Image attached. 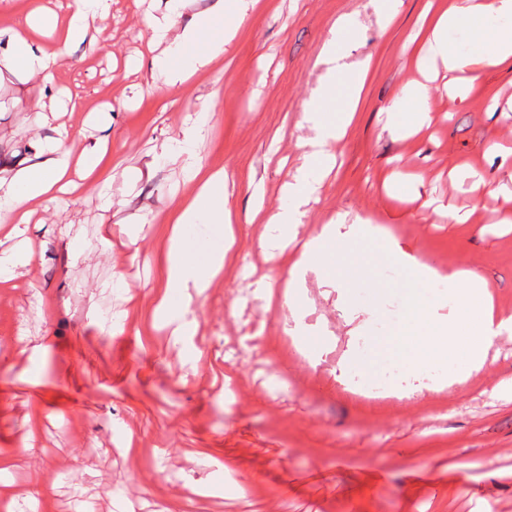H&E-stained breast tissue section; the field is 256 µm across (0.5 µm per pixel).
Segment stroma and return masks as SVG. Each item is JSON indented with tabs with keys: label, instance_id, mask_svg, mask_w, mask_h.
<instances>
[{
	"label": "stroma",
	"instance_id": "1",
	"mask_svg": "<svg viewBox=\"0 0 512 512\" xmlns=\"http://www.w3.org/2000/svg\"><path fill=\"white\" fill-rule=\"evenodd\" d=\"M167 2L112 0L52 81L0 73V165L32 163L62 126L74 150L110 143L93 181L37 206L26 234L35 261L0 283V457L14 495L37 469L49 490L37 512H116L120 500L133 512H512V340L440 392L441 372L394 370L375 345L404 320L412 286L390 239L423 262L477 272L495 312L512 314V196L452 172L464 161L487 180L512 172V67L456 94L442 64L425 61L433 120L412 137L411 104L392 130L387 108L418 76L423 10L445 0H397L389 24L376 0H259L224 56L183 85L152 76L162 48L147 20ZM343 15L354 21L346 70L367 58L373 68L301 232L363 218L383 235L339 247V265L357 260L362 278L307 273L296 319L255 291L261 280L284 290L296 253L266 254L264 226L247 218L254 187L274 213L304 161L303 108ZM39 106L54 112L49 126H35ZM201 111L199 163L227 172L241 226L234 261L194 303L196 335L176 346L154 306L171 212L190 185L165 147ZM427 198L469 221L438 220L421 208ZM73 236L83 256H72ZM295 325L320 349L290 335ZM22 339L44 352L17 355ZM207 484L220 495H199Z\"/></svg>",
	"mask_w": 512,
	"mask_h": 512
}]
</instances>
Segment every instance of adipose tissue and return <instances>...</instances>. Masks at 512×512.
I'll list each match as a JSON object with an SVG mask.
<instances>
[{
  "mask_svg": "<svg viewBox=\"0 0 512 512\" xmlns=\"http://www.w3.org/2000/svg\"><path fill=\"white\" fill-rule=\"evenodd\" d=\"M16 6L21 23L8 28L10 52L0 55V68L21 67L42 80H49L59 53L39 45L38 34L44 27L58 30L60 46L86 40L96 21L105 19L112 0H70L65 16L31 7L28 0H5ZM257 0H229L221 14L202 12L187 26H179L183 0H172V8L163 17L148 19L150 41L163 46L161 56L152 65L166 83H184L212 60L224 55L238 29L255 8ZM466 27L476 35L471 52L462 53L448 42L449 31ZM350 17H340L324 40L320 55L328 64L327 79L316 97L304 107L303 121L315 132L308 143L305 163L297 169L284 188V203L270 218L276 233L262 237L260 245L271 251L279 243H292L297 250L292 284H299L306 272L324 279L337 274L336 247L353 237L374 236L376 228L366 223L341 227L336 222L322 226L313 237L300 234L304 207L317 200L324 175L335 159L334 147L351 125L360 93L369 77L372 62L364 60L354 72H345L341 64V43L351 33ZM426 53L442 62L449 73L475 74L490 67L512 66V0H448V7L424 22L420 29ZM350 82L347 109L334 112L329 105L339 78ZM204 122L196 120L182 138L167 149L170 158L181 161L193 190L183 197L172 216L165 257V287L156 312L172 329L176 343L195 335L197 330L195 298L210 288L213 280L234 259L232 243L236 238L237 216L230 204L222 170L203 171L198 163L203 143ZM107 150L100 138L79 155L66 149L63 139L46 143L41 160L0 176V225L10 235L23 236L17 217L28 202L56 192H71L77 185L68 178L70 167H78L83 177L92 176ZM195 225L200 240L189 244L184 236L186 225ZM416 282L441 281L454 301V308L441 320H432L418 293H411L405 323L397 331V365L411 369H431L453 358L468 369L481 368L494 341L512 335V315L495 314L483 296L484 282L473 270L449 268L448 272L422 263L416 256L399 253Z\"/></svg>",
  "mask_w": 512,
  "mask_h": 512,
  "instance_id": "obj_1",
  "label": "adipose tissue"
}]
</instances>
